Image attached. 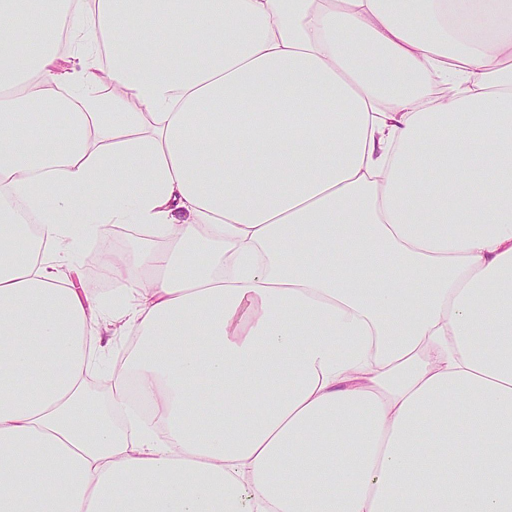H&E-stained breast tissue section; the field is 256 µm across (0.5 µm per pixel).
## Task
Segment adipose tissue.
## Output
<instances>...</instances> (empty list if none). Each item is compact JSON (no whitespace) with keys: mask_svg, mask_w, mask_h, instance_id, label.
Returning <instances> with one entry per match:
<instances>
[{"mask_svg":"<svg viewBox=\"0 0 512 512\" xmlns=\"http://www.w3.org/2000/svg\"><path fill=\"white\" fill-rule=\"evenodd\" d=\"M0 512H512V0H0ZM95 240L98 236L91 234L75 242L64 261L63 270L74 278L77 288H82L84 294L108 298L112 295V279L102 268L101 271L94 268L97 255Z\"/></svg>","mask_w":512,"mask_h":512,"instance_id":"adipose-tissue-1","label":"adipose tissue"}]
</instances>
